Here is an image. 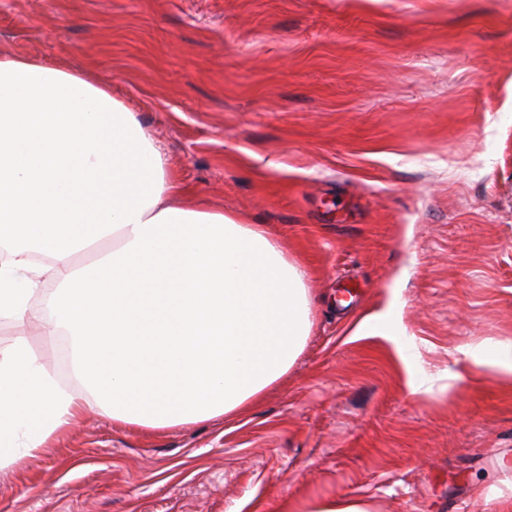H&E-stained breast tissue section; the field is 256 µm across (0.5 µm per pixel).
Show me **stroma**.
Segmentation results:
<instances>
[{
	"label": "stroma",
	"mask_w": 512,
	"mask_h": 512,
	"mask_svg": "<svg viewBox=\"0 0 512 512\" xmlns=\"http://www.w3.org/2000/svg\"><path fill=\"white\" fill-rule=\"evenodd\" d=\"M0 50L107 84L195 205L270 229L313 322L246 416L87 410L0 512L512 507V380L461 352L512 344V0H0ZM391 299L404 358L354 333ZM21 334L79 390L39 325L0 350ZM307 512H368L361 502L324 499L313 503Z\"/></svg>",
	"instance_id": "stroma-1"
}]
</instances>
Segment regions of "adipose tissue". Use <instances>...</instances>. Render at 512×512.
<instances>
[{
  "label": "adipose tissue",
  "instance_id": "obj_1",
  "mask_svg": "<svg viewBox=\"0 0 512 512\" xmlns=\"http://www.w3.org/2000/svg\"><path fill=\"white\" fill-rule=\"evenodd\" d=\"M190 195L106 85L0 51V318L66 338L80 384L125 424L238 416L311 331L306 274L270 231ZM84 410L26 338L1 350L0 473Z\"/></svg>",
  "mask_w": 512,
  "mask_h": 512
}]
</instances>
